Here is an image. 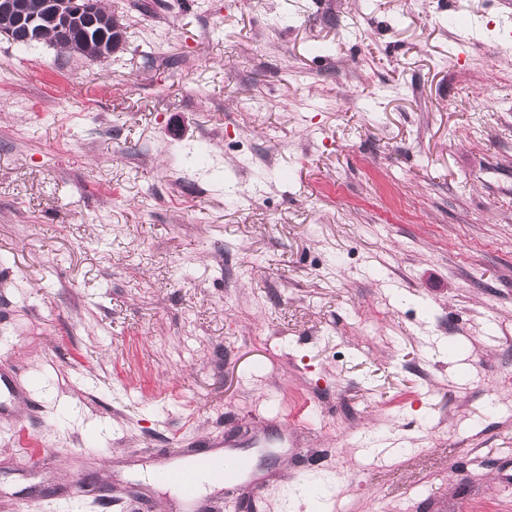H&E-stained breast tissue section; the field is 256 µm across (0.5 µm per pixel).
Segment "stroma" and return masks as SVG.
Instances as JSON below:
<instances>
[{
	"instance_id": "stroma-1",
	"label": "stroma",
	"mask_w": 512,
	"mask_h": 512,
	"mask_svg": "<svg viewBox=\"0 0 512 512\" xmlns=\"http://www.w3.org/2000/svg\"><path fill=\"white\" fill-rule=\"evenodd\" d=\"M105 4L0 36V512H182L228 439L202 512H512V0ZM99 3V14L102 19L96 23L94 11L91 10L90 5L94 4V1L90 3L88 1H51L49 4L56 5L60 3L63 7L55 6L50 11V18L52 23L57 25V31L65 37H69L72 33V17H78L83 15L84 21L93 20V26H85L82 23V28L74 31L71 43L63 42L58 40V33L54 27L45 25L42 32L41 40L48 41L50 43L57 44L60 49L67 50L70 52L78 53L85 58L97 59L105 54L112 53L111 44L114 41L115 33H112L110 25V18L112 14L107 12V8L103 0H96ZM105 19V21L103 20ZM207 464L202 467L205 471L209 466L219 465L224 462V469L216 468L211 470V478L218 485L232 486L239 478L250 471L253 467L252 459L248 456L224 457L212 456ZM157 473L161 480L170 484L169 487L171 488L169 489L172 492H175V490L179 491L180 489L188 502H192L194 500L196 485L200 477L198 467L186 464L180 467H170Z\"/></svg>"
}]
</instances>
